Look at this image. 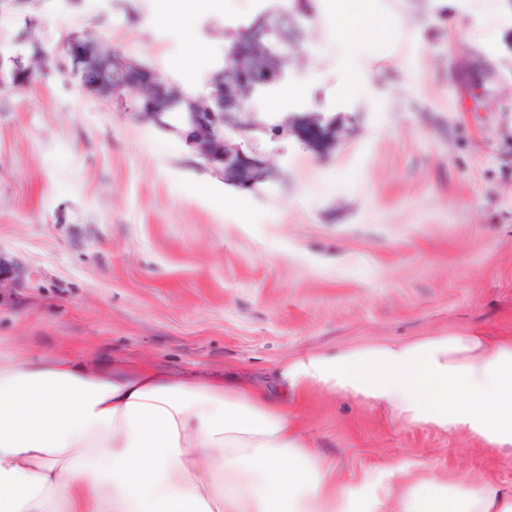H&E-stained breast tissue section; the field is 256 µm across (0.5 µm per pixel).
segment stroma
I'll list each match as a JSON object with an SVG mask.
<instances>
[{
  "mask_svg": "<svg viewBox=\"0 0 512 512\" xmlns=\"http://www.w3.org/2000/svg\"><path fill=\"white\" fill-rule=\"evenodd\" d=\"M223 2L186 22L156 0L0 6V58L32 70L25 85L0 81V255L20 272L0 289V358L55 352L267 385L306 351L512 338V0L497 13L488 0L469 12L383 0L402 34L344 112L326 100L340 41L310 11L288 66L304 107L256 104L328 135L260 138L269 176L250 187L61 67L67 38L86 34L207 96L231 32L265 6ZM302 416L352 492L390 465L512 491V455L468 438L317 390Z\"/></svg>",
  "mask_w": 512,
  "mask_h": 512,
  "instance_id": "35a3bbf8",
  "label": "stroma"
}]
</instances>
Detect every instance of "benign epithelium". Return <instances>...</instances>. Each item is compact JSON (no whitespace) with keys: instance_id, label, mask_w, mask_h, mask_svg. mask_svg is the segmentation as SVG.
I'll list each match as a JSON object with an SVG mask.
<instances>
[{"instance_id":"7a95c632","label":"benign epithelium","mask_w":512,"mask_h":512,"mask_svg":"<svg viewBox=\"0 0 512 512\" xmlns=\"http://www.w3.org/2000/svg\"><path fill=\"white\" fill-rule=\"evenodd\" d=\"M66 55L72 75L85 91L109 102L123 94L133 101L140 117L180 134L211 171L224 177V183L251 185L263 176V155L249 144L232 143L226 130L227 113L184 100L179 88L156 84L144 68L138 83L127 82L125 71L135 63L103 51L100 43L85 35L73 34L66 40ZM235 71L255 78L272 75L266 59L257 55L245 65L238 64ZM174 105L183 109L177 127L169 124V109Z\"/></svg>"}]
</instances>
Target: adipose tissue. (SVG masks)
<instances>
[{
  "label": "adipose tissue",
  "instance_id": "1",
  "mask_svg": "<svg viewBox=\"0 0 512 512\" xmlns=\"http://www.w3.org/2000/svg\"><path fill=\"white\" fill-rule=\"evenodd\" d=\"M347 101L368 47L401 30L379 0H317ZM403 426L512 447V340L477 334L305 353L273 389L57 354L0 360V512H512L495 481L387 468L360 497L299 424L310 389Z\"/></svg>",
  "mask_w": 512,
  "mask_h": 512
}]
</instances>
